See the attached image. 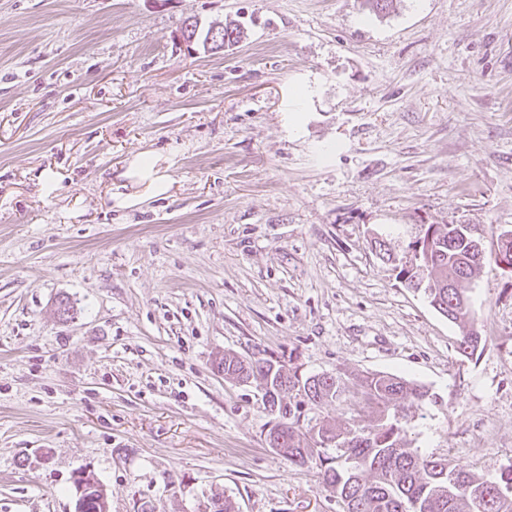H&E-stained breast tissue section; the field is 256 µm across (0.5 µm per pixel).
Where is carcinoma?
Wrapping results in <instances>:
<instances>
[{
	"label": "carcinoma",
	"instance_id": "cac0c4a2",
	"mask_svg": "<svg viewBox=\"0 0 512 512\" xmlns=\"http://www.w3.org/2000/svg\"><path fill=\"white\" fill-rule=\"evenodd\" d=\"M212 29L196 19L184 21L187 49L205 47ZM479 243L465 224H429L411 246L409 265L399 272L406 287L421 290L436 311L458 325V349L468 355L483 341L469 296L487 261ZM493 261L512 264V229L498 233ZM222 363L224 378L271 389L265 405L282 439L278 454L294 466L318 469L342 512H473L475 496L485 502V512H512V503L496 501L499 482L450 469L447 459L414 447L412 411L437 402L426 385L387 372L302 375L283 363L273 366L268 359L247 361L230 353ZM347 393L354 414L343 424L305 421L304 408L337 407ZM365 411L372 414L366 424L360 420Z\"/></svg>",
	"mask_w": 512,
	"mask_h": 512
}]
</instances>
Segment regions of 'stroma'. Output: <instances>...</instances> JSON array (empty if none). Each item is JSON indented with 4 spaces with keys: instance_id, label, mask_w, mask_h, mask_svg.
Returning a JSON list of instances; mask_svg holds the SVG:
<instances>
[{
    "instance_id": "35a3bbf8",
    "label": "stroma",
    "mask_w": 512,
    "mask_h": 512,
    "mask_svg": "<svg viewBox=\"0 0 512 512\" xmlns=\"http://www.w3.org/2000/svg\"><path fill=\"white\" fill-rule=\"evenodd\" d=\"M189 18L247 36L190 53ZM145 151L170 194L118 207ZM427 224L512 229V0H0V512H75L83 469L109 512H340L227 353L422 382L416 446L500 477L512 272L462 355L398 277Z\"/></svg>"
}]
</instances>
